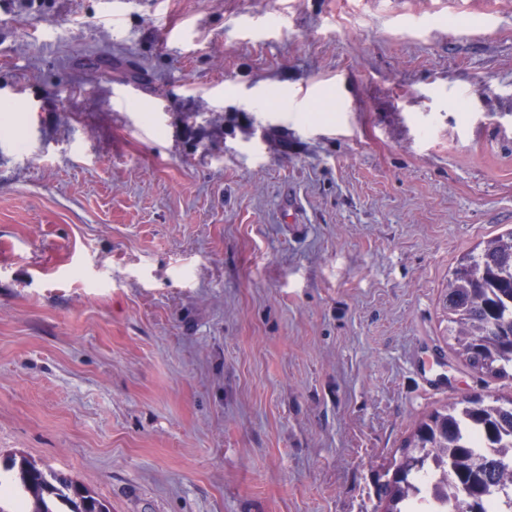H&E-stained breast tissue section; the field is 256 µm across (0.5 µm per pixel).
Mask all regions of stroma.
Here are the masks:
<instances>
[{"label": "stroma", "mask_w": 512, "mask_h": 512, "mask_svg": "<svg viewBox=\"0 0 512 512\" xmlns=\"http://www.w3.org/2000/svg\"><path fill=\"white\" fill-rule=\"evenodd\" d=\"M105 10L0 0V466L380 512L415 422L512 397L442 309L512 230V0Z\"/></svg>", "instance_id": "stroma-1"}]
</instances>
